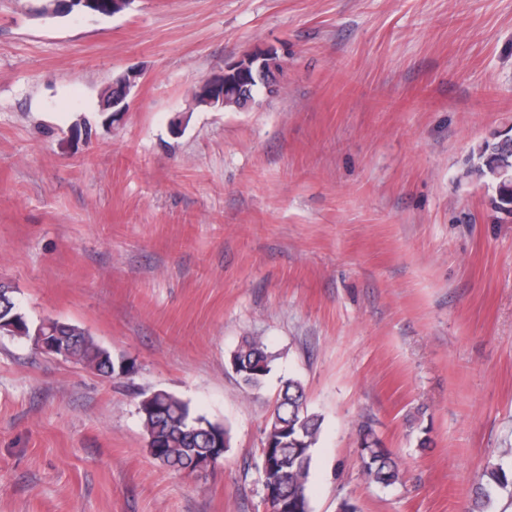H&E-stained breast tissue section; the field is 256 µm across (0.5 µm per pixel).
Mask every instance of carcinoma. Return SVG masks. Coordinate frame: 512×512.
Here are the masks:
<instances>
[{"instance_id":"carcinoma-1","label":"carcinoma","mask_w":512,"mask_h":512,"mask_svg":"<svg viewBox=\"0 0 512 512\" xmlns=\"http://www.w3.org/2000/svg\"><path fill=\"white\" fill-rule=\"evenodd\" d=\"M239 73H230L224 79V107L239 108L249 100L262 83H253L249 95H238ZM504 168H512V149H502L498 143H487L478 151L476 162L468 172L475 173L492 185L499 183ZM15 288L0 283V304L12 306L18 316L14 320L0 321V335L33 337L54 332L57 340L73 346L75 359L94 365L104 377H112L118 366L112 352L96 344L84 329L69 322L50 319L32 328L21 312L15 297ZM237 375L250 388L261 386L272 371L274 357L267 352L258 338L245 339L232 352ZM155 405L139 409L147 446L154 459L175 472L196 473L213 467L220 457L217 437L229 435L220 422H213L203 415L192 412L188 402L172 393L156 394ZM321 417L308 410L300 383L292 378L282 382L280 394L271 410L266 427L262 454L267 456L268 466L261 470V481L279 485L282 498L288 502V512H311L308 478L312 451L320 431ZM358 443L365 479L381 486H390L399 479V465L392 452L383 447L373 428L364 424L358 428ZM512 487V471L502 466L488 467L477 475L474 502L482 507L491 503L495 489Z\"/></svg>"}]
</instances>
